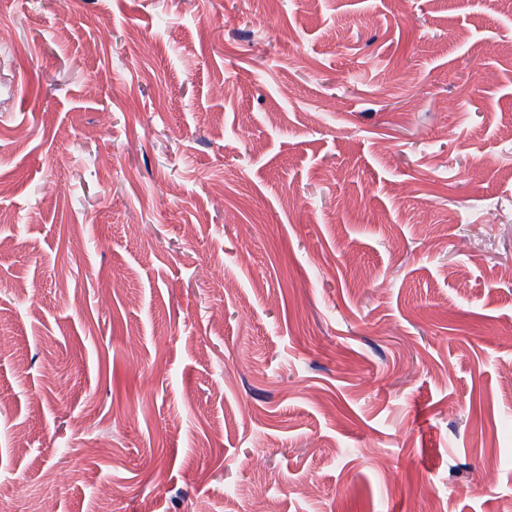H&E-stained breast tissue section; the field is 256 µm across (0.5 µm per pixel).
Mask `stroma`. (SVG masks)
I'll use <instances>...</instances> for the list:
<instances>
[{
	"mask_svg": "<svg viewBox=\"0 0 512 512\" xmlns=\"http://www.w3.org/2000/svg\"><path fill=\"white\" fill-rule=\"evenodd\" d=\"M0 31V512H512V0Z\"/></svg>",
	"mask_w": 512,
	"mask_h": 512,
	"instance_id": "35a3bbf8",
	"label": "stroma"
}]
</instances>
